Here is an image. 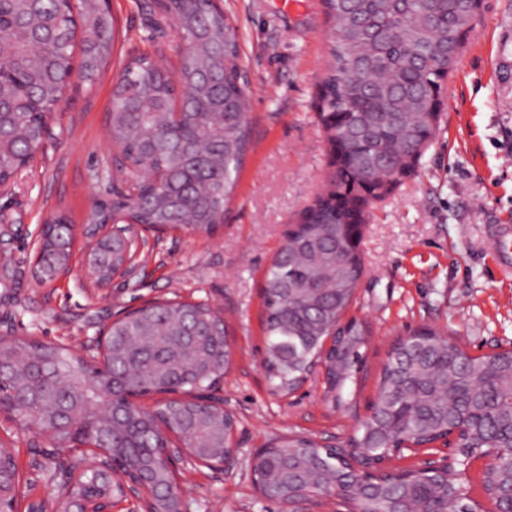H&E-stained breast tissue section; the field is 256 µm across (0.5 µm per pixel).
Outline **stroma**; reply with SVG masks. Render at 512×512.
<instances>
[{"label": "stroma", "instance_id": "1", "mask_svg": "<svg viewBox=\"0 0 512 512\" xmlns=\"http://www.w3.org/2000/svg\"><path fill=\"white\" fill-rule=\"evenodd\" d=\"M153 4L110 0L115 42L104 72L91 85L72 76L44 148L0 190V336L35 338L90 360L103 328L145 302L177 299L219 310L235 348L218 391L235 418L234 460L221 470L184 462L181 497L187 512H286L255 487L257 450L288 434L347 442L375 402L399 338L430 327L474 355L512 349V274L487 248L488 225H512V0H484L443 86L428 150L365 216L364 272L347 315L367 336L362 370L346 387L348 407L325 395L322 372L276 393L264 367L267 269L290 220L314 201L331 170L317 99L327 59L324 0H223L249 102L248 148L224 222L210 235L146 234L124 275L100 286L87 276L82 228L94 203L112 197V85L141 54L174 68L183 46ZM59 212L76 229L73 272L40 285L32 244ZM0 445L13 453L25 503L50 500L60 454L52 441L0 415Z\"/></svg>", "mask_w": 512, "mask_h": 512}]
</instances>
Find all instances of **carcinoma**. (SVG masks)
I'll use <instances>...</instances> for the list:
<instances>
[{
	"mask_svg": "<svg viewBox=\"0 0 512 512\" xmlns=\"http://www.w3.org/2000/svg\"><path fill=\"white\" fill-rule=\"evenodd\" d=\"M328 59L319 83V118L331 152L322 192L301 213L267 270L263 286L266 368L273 390L299 385L321 362L335 400L361 366L366 330L356 321L336 326L363 274L359 243L365 209L392 194L428 149L435 132L426 113L454 71L464 47L461 32L476 15L461 0H325ZM164 9L185 43L179 69L169 73L147 55L131 58L112 88L108 135L119 148L127 193L112 209L128 208L148 227L213 233L248 147L249 103L242 83L235 27L212 0H165ZM81 33V76L94 83L113 43L112 18L97 0H0V84L14 107L0 118V178L31 157L70 82L76 33ZM72 224L47 225L50 256L40 270L49 282L70 259ZM132 253L114 235L108 281ZM336 333L335 345L323 343ZM195 336V346L183 352ZM108 366L101 370L66 349L34 339L0 338V361L15 373L0 383L12 404L38 383L37 405L11 408L23 429L61 448L84 435L58 480L57 512L70 501L121 493L145 448L178 434L199 460L231 446L232 415L198 405L196 391L215 387L229 368L224 321L202 303L163 301L112 323ZM142 396L180 392L184 398L148 410L127 403L123 390ZM458 431L456 454L489 455L484 489L497 512H512L502 489L512 483V350L472 356L439 332L423 328L398 340L381 377L372 415L351 438L352 451L284 439L254 459L262 482L283 501L336 496L353 512H479L461 492L457 470L428 468L398 474L363 467L401 453V445L431 444ZM115 462L109 486L93 467L97 456ZM151 512H169L179 498L169 471L148 472ZM0 507L18 510L17 489H3Z\"/></svg>",
	"mask_w": 512,
	"mask_h": 512,
	"instance_id": "carcinoma-1",
	"label": "carcinoma"
}]
</instances>
